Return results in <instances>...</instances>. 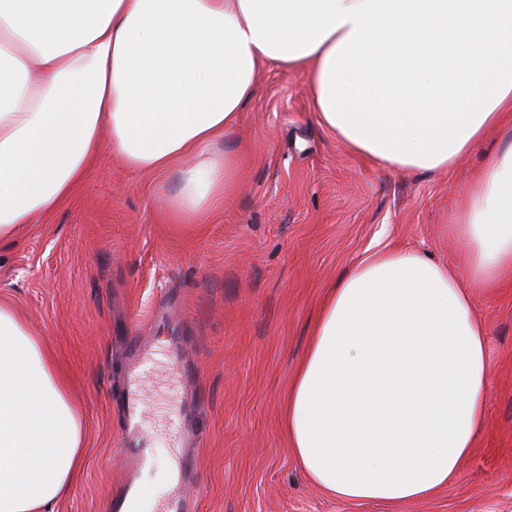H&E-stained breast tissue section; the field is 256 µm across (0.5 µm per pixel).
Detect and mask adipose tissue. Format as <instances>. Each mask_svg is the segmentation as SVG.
Segmentation results:
<instances>
[{
  "instance_id": "adipose-tissue-1",
  "label": "adipose tissue",
  "mask_w": 512,
  "mask_h": 512,
  "mask_svg": "<svg viewBox=\"0 0 512 512\" xmlns=\"http://www.w3.org/2000/svg\"><path fill=\"white\" fill-rule=\"evenodd\" d=\"M308 76L352 153L449 170L491 136L452 230L464 271L379 249L325 295L288 394L302 469L337 499L447 486L482 433L490 377L473 288L512 285V0H0V240L67 200L102 139L175 173L197 223L237 188L227 147L264 67ZM84 423L38 331L0 303V512H53Z\"/></svg>"
}]
</instances>
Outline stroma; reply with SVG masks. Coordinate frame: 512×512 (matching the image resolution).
<instances>
[{
  "mask_svg": "<svg viewBox=\"0 0 512 512\" xmlns=\"http://www.w3.org/2000/svg\"><path fill=\"white\" fill-rule=\"evenodd\" d=\"M232 141L239 188L201 224L162 206L175 175L128 171L103 143L63 205L0 242V301L41 334L84 421L85 466L56 512H119L133 343L186 366L144 367L156 462L139 512H167L171 458L197 462L193 512H512V288H477L488 332L486 421L457 479L428 497L342 502L302 469L283 411L328 289L368 252L419 251L459 268L449 230L484 149L449 171L385 168L320 125L306 73L266 67ZM196 414L190 436L175 419Z\"/></svg>",
  "mask_w": 512,
  "mask_h": 512,
  "instance_id": "obj_1",
  "label": "stroma"
}]
</instances>
